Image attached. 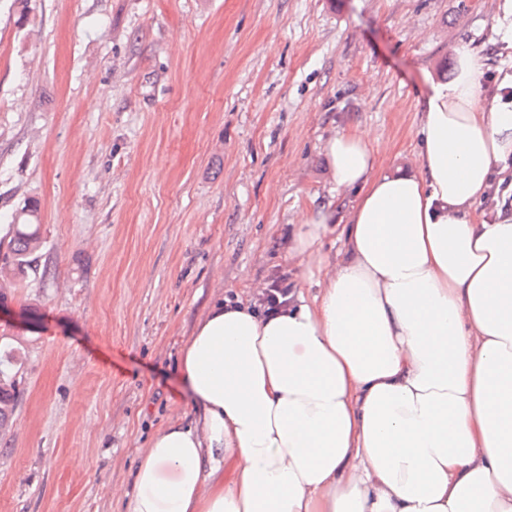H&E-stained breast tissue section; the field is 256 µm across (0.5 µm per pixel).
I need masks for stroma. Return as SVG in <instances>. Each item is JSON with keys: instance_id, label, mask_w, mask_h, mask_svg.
<instances>
[{"instance_id": "stroma-1", "label": "stroma", "mask_w": 512, "mask_h": 512, "mask_svg": "<svg viewBox=\"0 0 512 512\" xmlns=\"http://www.w3.org/2000/svg\"><path fill=\"white\" fill-rule=\"evenodd\" d=\"M495 0H0V225L36 208L47 279L0 314L20 396L0 512H121L138 453L188 412L184 342L218 295L286 277L308 207L347 221L322 153L370 130L415 170L424 76L465 46L512 74Z\"/></svg>"}]
</instances>
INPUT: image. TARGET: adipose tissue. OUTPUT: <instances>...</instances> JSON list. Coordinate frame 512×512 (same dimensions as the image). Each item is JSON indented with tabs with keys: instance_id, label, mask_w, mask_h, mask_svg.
I'll return each mask as SVG.
<instances>
[{
	"instance_id": "obj_1",
	"label": "adipose tissue",
	"mask_w": 512,
	"mask_h": 512,
	"mask_svg": "<svg viewBox=\"0 0 512 512\" xmlns=\"http://www.w3.org/2000/svg\"><path fill=\"white\" fill-rule=\"evenodd\" d=\"M482 71L461 48L426 76L417 171L378 172L368 131L326 139L359 198L340 228L300 214L288 253L319 293L208 309L180 359L193 417L141 449L123 512H512V210L477 209L512 108Z\"/></svg>"
}]
</instances>
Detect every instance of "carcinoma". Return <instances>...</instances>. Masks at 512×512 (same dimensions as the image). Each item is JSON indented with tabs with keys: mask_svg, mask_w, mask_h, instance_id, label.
Wrapping results in <instances>:
<instances>
[{
	"mask_svg": "<svg viewBox=\"0 0 512 512\" xmlns=\"http://www.w3.org/2000/svg\"><path fill=\"white\" fill-rule=\"evenodd\" d=\"M42 238L40 225L15 224L13 234L7 246L0 245V303L8 298L16 282L32 274L47 278L50 272L39 264ZM18 385L16 375L0 369V447L7 446L10 422L18 402Z\"/></svg>",
	"mask_w": 512,
	"mask_h": 512,
	"instance_id": "cac0c4a2",
	"label": "carcinoma"
}]
</instances>
